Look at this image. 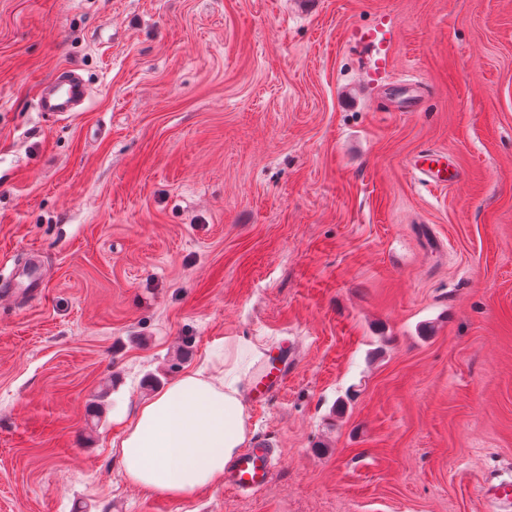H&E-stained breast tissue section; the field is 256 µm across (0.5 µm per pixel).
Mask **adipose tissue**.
Instances as JSON below:
<instances>
[{
	"instance_id": "1",
	"label": "adipose tissue",
	"mask_w": 512,
	"mask_h": 512,
	"mask_svg": "<svg viewBox=\"0 0 512 512\" xmlns=\"http://www.w3.org/2000/svg\"><path fill=\"white\" fill-rule=\"evenodd\" d=\"M242 361L225 350L222 365L188 371L138 406L112 442L131 484L177 500L223 482L252 437Z\"/></svg>"
}]
</instances>
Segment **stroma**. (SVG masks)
<instances>
[{
    "instance_id": "1",
    "label": "stroma",
    "mask_w": 512,
    "mask_h": 512,
    "mask_svg": "<svg viewBox=\"0 0 512 512\" xmlns=\"http://www.w3.org/2000/svg\"><path fill=\"white\" fill-rule=\"evenodd\" d=\"M317 2L0 0V258L43 285L0 301V512H489L512 482V0ZM65 68L89 97L52 117ZM423 148L462 178L422 184ZM237 342L288 354L249 405L270 483H127L132 412ZM481 494L494 512H508L512 510V485L511 483L483 484Z\"/></svg>"
}]
</instances>
